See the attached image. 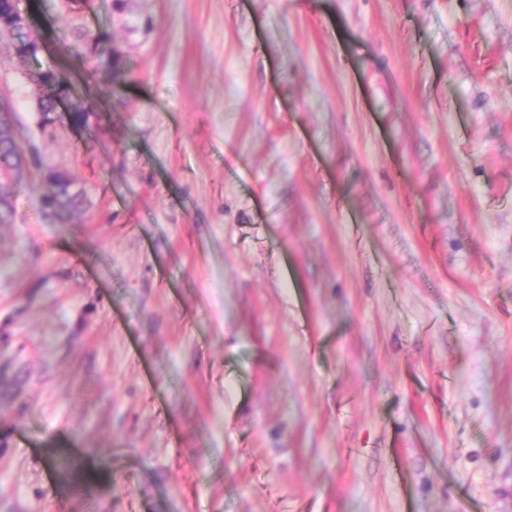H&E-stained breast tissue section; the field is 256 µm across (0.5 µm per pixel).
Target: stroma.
I'll return each mask as SVG.
<instances>
[{
  "label": "stroma",
  "mask_w": 512,
  "mask_h": 512,
  "mask_svg": "<svg viewBox=\"0 0 512 512\" xmlns=\"http://www.w3.org/2000/svg\"><path fill=\"white\" fill-rule=\"evenodd\" d=\"M21 7L0 512H512V0ZM29 79L35 85L40 124H54L58 119V101L67 91L65 76L51 69H38L29 73ZM46 180L52 184L53 190L43 198V209L46 215L57 217L61 224H66L70 214L83 205L84 191L76 188L68 178L67 183L59 182L52 171L46 172Z\"/></svg>",
  "instance_id": "obj_1"
}]
</instances>
